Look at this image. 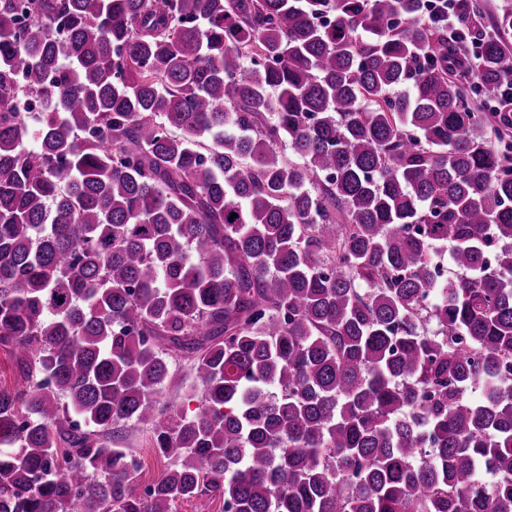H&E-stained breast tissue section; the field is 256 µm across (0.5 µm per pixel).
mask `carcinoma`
Instances as JSON below:
<instances>
[{"label":"carcinoma","mask_w":512,"mask_h":512,"mask_svg":"<svg viewBox=\"0 0 512 512\" xmlns=\"http://www.w3.org/2000/svg\"><path fill=\"white\" fill-rule=\"evenodd\" d=\"M453 7L471 66L448 0H0V512H512V0ZM173 363L174 375L165 387L163 393L157 397L161 403L174 397L176 394H182L193 382L190 366L186 360L175 361ZM120 448H131L133 454H145L148 458L149 473L153 480H157L164 472V462L156 454L153 447L152 432L147 425H138L129 428L124 439L119 443Z\"/></svg>","instance_id":"obj_1"}]
</instances>
